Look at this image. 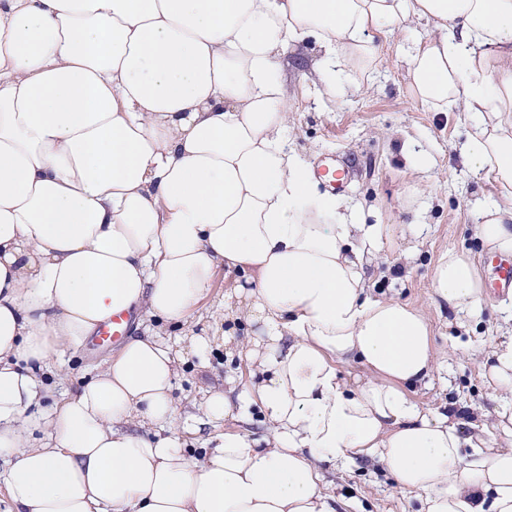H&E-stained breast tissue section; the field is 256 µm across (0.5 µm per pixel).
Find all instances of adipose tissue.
<instances>
[{
	"label": "adipose tissue",
	"mask_w": 512,
	"mask_h": 512,
	"mask_svg": "<svg viewBox=\"0 0 512 512\" xmlns=\"http://www.w3.org/2000/svg\"><path fill=\"white\" fill-rule=\"evenodd\" d=\"M429 21L409 87L464 112L468 167L501 190L477 236L512 255V0H0V484L11 512H338L325 468L374 460L419 512H512V343L486 375L505 406L500 446L462 437L408 386L432 380L430 324L374 299L365 263L409 224H363L319 192L288 148L282 56L313 39L322 92L375 69V34ZM242 273L248 382L208 388L189 413L184 327L218 269ZM433 299L473 310L479 268L440 255ZM151 319L77 393L57 357L113 315ZM370 374L344 382L338 364ZM260 413L255 438L221 429ZM209 425L187 454L175 429ZM495 438V439H496Z\"/></svg>",
	"instance_id": "obj_1"
}]
</instances>
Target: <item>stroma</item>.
Listing matches in <instances>:
<instances>
[{
  "mask_svg": "<svg viewBox=\"0 0 512 512\" xmlns=\"http://www.w3.org/2000/svg\"><path fill=\"white\" fill-rule=\"evenodd\" d=\"M434 34L430 23L417 20L408 32L378 37L381 63L373 79L355 77L352 89L338 100L321 93L311 43L290 46L284 58L289 147L313 163L327 154L344 158L352 181L343 198L364 223L418 225L417 236L395 240L369 260L371 291L422 310L430 322L440 368L429 385L410 388V396L423 410L458 412L462 435L478 427L491 435L497 403L482 365L498 345L512 340V298L489 292L481 309L459 311L434 303L431 281L438 256L453 249L469 251L483 275H490L491 255L476 226L499 190L491 176L472 172L463 157V112H435L411 97L409 58L399 45ZM425 152L434 157V166L416 169ZM242 282L241 273L217 271L194 314L196 331L223 335L224 296ZM239 365V359L226 358L220 341L204 357L190 358L174 383L177 404L203 397L208 385L223 383L230 373L245 384ZM327 479L337 495L346 497V512H417L419 507L416 498L401 493L365 459H355Z\"/></svg>",
  "mask_w": 512,
  "mask_h": 512,
  "instance_id": "obj_1",
  "label": "stroma"
}]
</instances>
